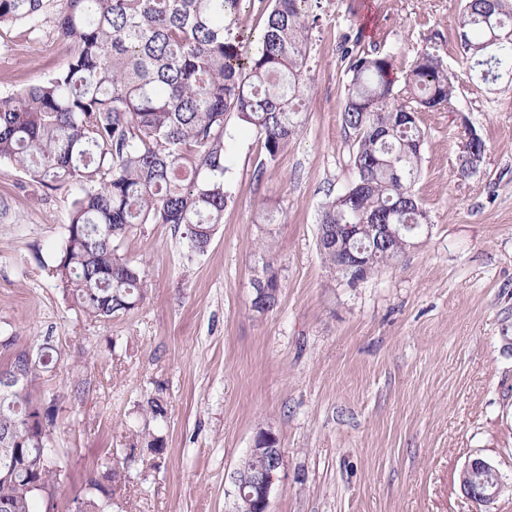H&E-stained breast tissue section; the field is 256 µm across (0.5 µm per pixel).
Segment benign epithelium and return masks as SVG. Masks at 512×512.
<instances>
[{
    "mask_svg": "<svg viewBox=\"0 0 512 512\" xmlns=\"http://www.w3.org/2000/svg\"><path fill=\"white\" fill-rule=\"evenodd\" d=\"M478 135L472 131L463 138L458 154L459 166L476 170L483 161V154L474 150ZM349 281L356 284L368 275L364 251L359 249L350 254L346 269ZM284 449L278 437L270 430L260 432L247 458L255 466L240 468L233 474L236 494L243 497L251 512H269L270 497L275 482L284 469ZM461 490L472 501L488 507L505 489L497 464L487 458L474 457L462 469Z\"/></svg>",
    "mask_w": 512,
    "mask_h": 512,
    "instance_id": "benign-epithelium-1",
    "label": "benign epithelium"
}]
</instances>
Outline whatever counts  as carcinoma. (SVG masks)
Returning a JSON list of instances; mask_svg holds the SVG:
<instances>
[{"label": "carcinoma", "mask_w": 512, "mask_h": 512, "mask_svg": "<svg viewBox=\"0 0 512 512\" xmlns=\"http://www.w3.org/2000/svg\"><path fill=\"white\" fill-rule=\"evenodd\" d=\"M265 15L258 35L241 25L255 4ZM318 0H0V26L35 31L51 14L73 52L42 83L0 97V160L43 187L78 189L52 271L82 312L106 322L145 297L143 268L119 254L139 224H171L189 252H205L228 203L226 120L230 114L261 138L275 161L299 130L305 96L310 17ZM461 48L487 85L512 78V4L465 0L457 18ZM344 131L352 136L356 178L323 203L318 232L336 238L345 224H392L398 237L379 247L369 233L375 272L403 254L430 223L414 193L424 133L405 113L450 102L455 85L431 41L405 70L396 57L363 50L348 66ZM328 268L346 277L336 245L320 248ZM51 345L23 349L0 371L24 385L0 394V512H34L33 485H54L46 459L54 410L26 392L54 361ZM118 465L90 480L86 512H108L107 482Z\"/></svg>", "instance_id": "carcinoma-1"}]
</instances>
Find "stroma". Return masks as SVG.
<instances>
[{
    "mask_svg": "<svg viewBox=\"0 0 512 512\" xmlns=\"http://www.w3.org/2000/svg\"><path fill=\"white\" fill-rule=\"evenodd\" d=\"M460 4L321 0L298 134L269 164L256 133L228 120L229 202L210 247L192 257L172 225L136 226L120 252L144 265L147 296L110 323L85 316L48 269L75 187L43 188L0 160V336L59 351L28 386L54 409L62 467L35 512H70L115 459L112 512H237L232 477L264 429L285 450L269 512H512V83L479 86ZM356 34L400 67L438 36L456 92L418 115L429 234L352 286L324 263L316 218L355 179L342 44ZM69 50L52 19L35 33L0 27V97L61 69ZM469 131L486 151L463 177ZM268 262L280 296L261 315L252 282ZM152 397L165 418L147 412ZM474 456L509 486L489 508L460 488Z\"/></svg>",
    "mask_w": 512,
    "mask_h": 512,
    "instance_id": "obj_1",
    "label": "stroma"
}]
</instances>
